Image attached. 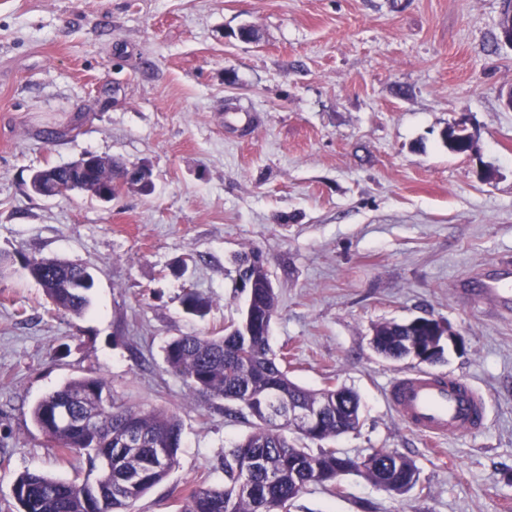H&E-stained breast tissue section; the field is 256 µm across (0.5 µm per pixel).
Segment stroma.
Here are the masks:
<instances>
[{
	"label": "stroma",
	"mask_w": 512,
	"mask_h": 512,
	"mask_svg": "<svg viewBox=\"0 0 512 512\" xmlns=\"http://www.w3.org/2000/svg\"><path fill=\"white\" fill-rule=\"evenodd\" d=\"M503 0H0V512L26 472L83 480L32 419L64 382L106 374L131 405L182 423L178 464L134 505L175 512L254 431L247 410L189 394L164 347L223 332L247 300L235 257L260 249L278 296L273 349L288 375L361 399L334 446L412 458L420 486L394 498L351 474L291 512H512V311L470 305L459 281L512 259V48ZM254 32L251 40L241 29ZM245 116L243 136L224 129ZM462 128L472 151H449ZM92 153L144 162L154 191L111 202L29 188L37 170ZM88 266L91 304L54 308L18 263ZM204 317L186 313L188 293ZM430 315L464 341L431 373L465 379L483 426L432 442L391 409L418 370L370 345L374 328Z\"/></svg>",
	"instance_id": "1"
}]
</instances>
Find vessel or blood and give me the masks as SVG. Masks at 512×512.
I'll return each mask as SVG.
<instances>
[{"label": "vessel or blood", "instance_id": "obj_1", "mask_svg": "<svg viewBox=\"0 0 512 512\" xmlns=\"http://www.w3.org/2000/svg\"><path fill=\"white\" fill-rule=\"evenodd\" d=\"M464 294L492 301L497 309L512 308V263L501 262L475 280L462 282ZM389 400L397 416L413 430L432 438L465 436L479 427L484 397L454 378L411 372L395 379Z\"/></svg>", "mask_w": 512, "mask_h": 512}]
</instances>
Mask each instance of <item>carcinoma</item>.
Instances as JSON below:
<instances>
[{
    "label": "carcinoma",
    "instance_id": "carcinoma-1",
    "mask_svg": "<svg viewBox=\"0 0 512 512\" xmlns=\"http://www.w3.org/2000/svg\"><path fill=\"white\" fill-rule=\"evenodd\" d=\"M118 174L116 169L90 165L76 176L82 179L85 192L98 199L105 192L115 193ZM21 260L57 310L75 315L87 310L94 280L87 267L24 256ZM239 271L248 289L241 317L224 328L222 336L194 332L172 338L164 358L192 395L212 403H238L258 421V427L224 452L223 481L192 489L176 502L175 512H289L312 485L336 490L340 471L359 474L375 486L387 483L397 496L414 489L420 472L407 456L379 449L354 459L324 446L357 430L360 398L333 383L308 390L288 378L284 357L270 344L277 296L262 253L244 254ZM431 333L429 327L412 320L385 322L375 327L372 346L385 358L402 360L413 357L417 348L426 353ZM290 400L320 408L319 418L305 434L269 414V409ZM91 414L98 417V424H81ZM32 415L61 456H83L89 469L81 482L22 474L12 488L19 512H132L134 503L177 464L182 441L177 416L117 399L101 374L67 381L40 399ZM132 431L141 439L137 448L126 446ZM298 439L315 447L299 446Z\"/></svg>",
    "mask_w": 512,
    "mask_h": 512
}]
</instances>
